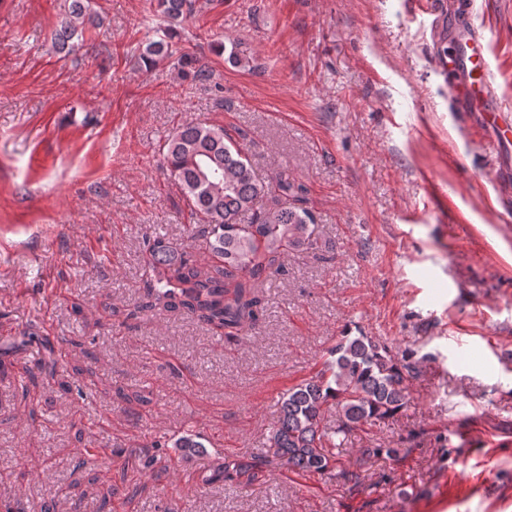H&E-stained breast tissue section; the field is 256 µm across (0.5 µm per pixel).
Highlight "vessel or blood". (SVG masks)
Here are the masks:
<instances>
[{"label":"vessel or blood","mask_w":512,"mask_h":512,"mask_svg":"<svg viewBox=\"0 0 512 512\" xmlns=\"http://www.w3.org/2000/svg\"><path fill=\"white\" fill-rule=\"evenodd\" d=\"M488 34L472 22L456 28L455 52L441 63V73L448 86L450 103L458 112H479L485 126L502 142L512 140V107L489 106L496 93V75L486 52Z\"/></svg>","instance_id":"b4317fda"}]
</instances>
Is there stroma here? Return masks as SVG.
Segmentation results:
<instances>
[{"mask_svg":"<svg viewBox=\"0 0 512 512\" xmlns=\"http://www.w3.org/2000/svg\"><path fill=\"white\" fill-rule=\"evenodd\" d=\"M460 0H196L171 58L140 65L150 0H90L73 52L65 0H0V503L31 512H512V144L456 112L434 58L436 14ZM498 100L512 104V0H476ZM242 42L252 67L219 45ZM213 78L202 83L197 67ZM224 128L261 178L302 189L315 248L265 287V310L217 338L142 309L149 240L202 261L159 148L178 127ZM361 329L416 368L393 417L354 429L340 467L256 469L280 396ZM33 336V343L20 339ZM40 336L75 338L59 381L30 388ZM89 369L82 394L65 391ZM207 453L177 461L171 438ZM160 443L162 461L140 470ZM112 455L73 470L83 448ZM366 448L398 457L367 458ZM68 12L65 20L61 22L60 28L56 29L54 40L60 49L73 47L71 42L75 37L82 36L86 24L96 25L97 21L92 15L86 14L84 0H68Z\"/></svg>","mask_w":512,"mask_h":512,"instance_id":"1","label":"stroma"}]
</instances>
